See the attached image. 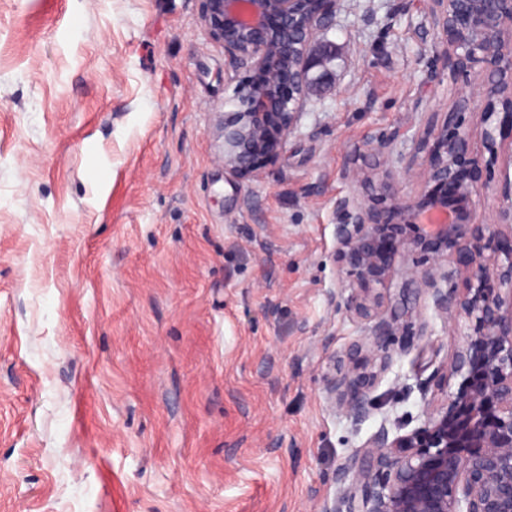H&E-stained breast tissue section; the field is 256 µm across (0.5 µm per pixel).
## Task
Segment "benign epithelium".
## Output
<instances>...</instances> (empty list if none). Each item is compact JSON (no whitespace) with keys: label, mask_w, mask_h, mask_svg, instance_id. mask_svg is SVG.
<instances>
[{"label":"benign epithelium","mask_w":512,"mask_h":512,"mask_svg":"<svg viewBox=\"0 0 512 512\" xmlns=\"http://www.w3.org/2000/svg\"><path fill=\"white\" fill-rule=\"evenodd\" d=\"M210 38L249 76L218 128L224 170L249 177L277 159L298 128L328 46L320 32L340 0H202ZM425 35L446 45L459 111L423 132L396 130L370 142L372 163L346 177L371 188L376 202L336 203L339 273L349 294L330 301L371 323L351 344L355 359L326 377L328 402L353 425L379 410L372 396L404 331L382 309L377 286L394 268L384 235L418 228L396 246L432 256L409 271L417 293L448 322H475L461 350L430 378L420 424L401 434L385 414L378 430L336 470L333 499L317 512H512V0H430ZM483 99L466 123L468 93ZM407 152L395 150L399 138ZM511 142H505V138ZM412 183L404 193L398 185ZM506 205L491 220L486 202ZM453 267H448V264ZM460 276L466 288L446 287ZM461 382L448 391L451 379Z\"/></svg>","instance_id":"obj_1"}]
</instances>
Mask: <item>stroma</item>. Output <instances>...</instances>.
<instances>
[{"label": "stroma", "instance_id": "1", "mask_svg": "<svg viewBox=\"0 0 512 512\" xmlns=\"http://www.w3.org/2000/svg\"><path fill=\"white\" fill-rule=\"evenodd\" d=\"M427 8L342 0L298 132L241 179L216 129L245 72L202 0H0V512H313L334 495L381 421L324 398L365 333L330 301L336 201L368 141L455 109ZM429 264L397 256L379 288L408 333L375 394L409 430L415 380L474 329L416 293L408 272Z\"/></svg>", "mask_w": 512, "mask_h": 512}]
</instances>
